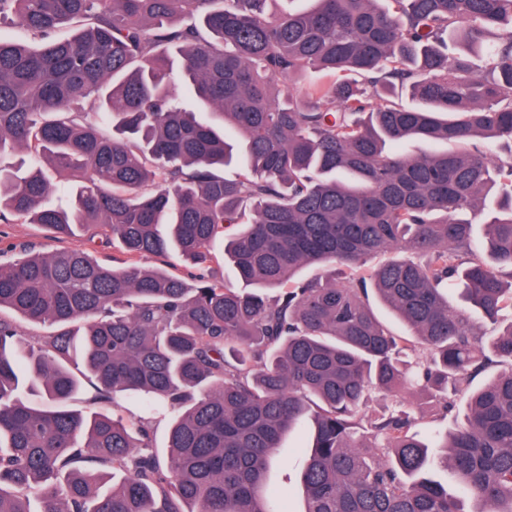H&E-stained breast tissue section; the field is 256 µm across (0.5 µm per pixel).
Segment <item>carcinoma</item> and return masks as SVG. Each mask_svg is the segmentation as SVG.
<instances>
[{"label":"carcinoma","mask_w":512,"mask_h":512,"mask_svg":"<svg viewBox=\"0 0 512 512\" xmlns=\"http://www.w3.org/2000/svg\"><path fill=\"white\" fill-rule=\"evenodd\" d=\"M278 2L0 0L30 38L0 36V221L122 254L0 262V310L54 327L23 351L0 318V512H284L268 470L306 416L304 512H512V0ZM48 170L82 184L56 202ZM171 252L241 286L142 265ZM85 383L173 407L167 460L143 422L71 408Z\"/></svg>","instance_id":"carcinoma-1"}]
</instances>
